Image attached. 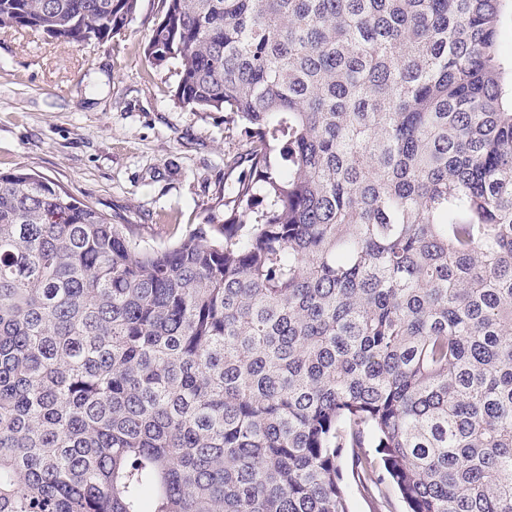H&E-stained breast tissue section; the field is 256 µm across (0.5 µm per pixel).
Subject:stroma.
Returning <instances> with one entry per match:
<instances>
[{"label":"stroma","mask_w":512,"mask_h":512,"mask_svg":"<svg viewBox=\"0 0 512 512\" xmlns=\"http://www.w3.org/2000/svg\"><path fill=\"white\" fill-rule=\"evenodd\" d=\"M162 0H140L111 40L73 47L0 30V171L62 185L159 246L224 211L247 140L220 112H194L143 55Z\"/></svg>","instance_id":"1"}]
</instances>
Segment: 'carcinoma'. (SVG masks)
<instances>
[{"label":"carcinoma","mask_w":512,"mask_h":512,"mask_svg":"<svg viewBox=\"0 0 512 512\" xmlns=\"http://www.w3.org/2000/svg\"><path fill=\"white\" fill-rule=\"evenodd\" d=\"M251 148L163 245L0 172V512H512V0H162ZM139 0H0L80 47ZM345 484L350 512H386L388 510L401 512L403 510L402 503L393 489H389L386 495L388 509H381L379 501L365 496L347 470Z\"/></svg>","instance_id":"carcinoma-1"}]
</instances>
